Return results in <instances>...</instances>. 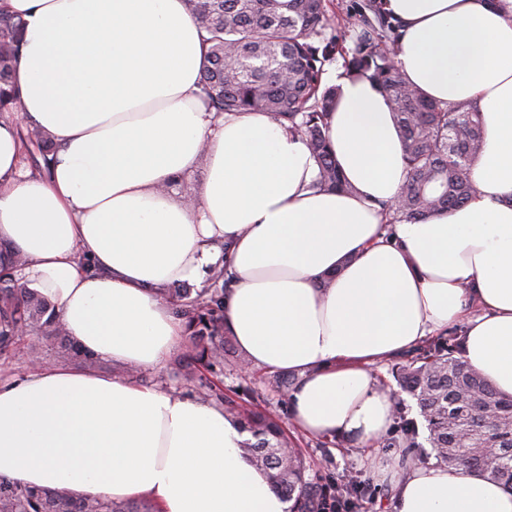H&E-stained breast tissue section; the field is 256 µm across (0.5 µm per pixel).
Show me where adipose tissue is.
Here are the masks:
<instances>
[{
    "label": "adipose tissue",
    "instance_id": "ef3b65f1",
    "mask_svg": "<svg viewBox=\"0 0 512 512\" xmlns=\"http://www.w3.org/2000/svg\"><path fill=\"white\" fill-rule=\"evenodd\" d=\"M398 59L426 95L484 117L476 192L395 225L379 205L406 177L387 101L341 80L330 126L353 194L315 188L305 143L267 113L215 116L200 95L201 25L185 0H0L24 22L16 121H0V244L68 336L121 365L158 366L185 334L159 295L225 260L224 331L250 366L298 375L308 435L373 444L394 405L375 365L467 319L466 361L512 394V0H388ZM57 144L25 172L21 125ZM205 165L197 200L166 185ZM222 406L78 367L0 382V478L74 498L146 497L159 512H288ZM373 458L394 512H512L463 469Z\"/></svg>",
    "mask_w": 512,
    "mask_h": 512
}]
</instances>
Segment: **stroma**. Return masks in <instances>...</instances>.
<instances>
[{
  "label": "stroma",
  "instance_id": "35a3bbf8",
  "mask_svg": "<svg viewBox=\"0 0 512 512\" xmlns=\"http://www.w3.org/2000/svg\"><path fill=\"white\" fill-rule=\"evenodd\" d=\"M35 343L42 346L47 362H55L56 341L42 336L27 335L10 356L0 357V380L31 372L28 348ZM238 354V348H230L223 367L203 372L202 382L213 381L221 384L225 395L232 397L242 405L251 406L261 403L276 410L284 428L303 449L309 466L308 475L312 482L329 488L343 473L359 474L364 491L358 502L364 512H387L383 506L386 488L376 483L367 462L368 456L383 454L384 446L377 443L363 447L350 440L340 441L334 436L312 437L301 433L291 420L286 392L277 391L276 388L268 384L269 369L262 367L242 369L237 363ZM177 361V356L173 355L162 365L141 371L140 379L143 386L158 388L185 398H197L196 387L184 384Z\"/></svg>",
  "mask_w": 512,
  "mask_h": 512
}]
</instances>
